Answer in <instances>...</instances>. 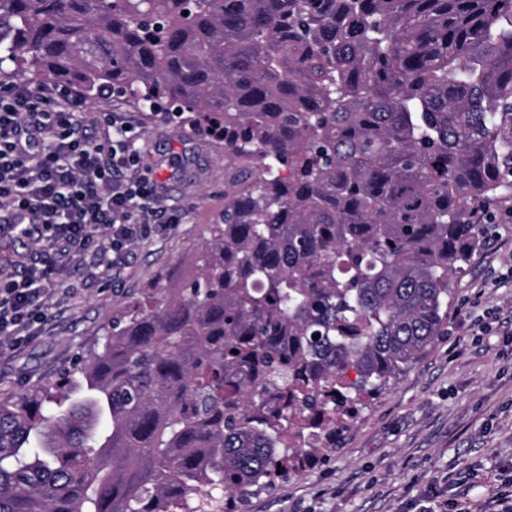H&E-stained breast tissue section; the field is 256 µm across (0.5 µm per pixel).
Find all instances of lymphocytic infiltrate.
Masks as SVG:
<instances>
[{
	"label": "lymphocytic infiltrate",
	"instance_id": "f902f5d3",
	"mask_svg": "<svg viewBox=\"0 0 512 512\" xmlns=\"http://www.w3.org/2000/svg\"><path fill=\"white\" fill-rule=\"evenodd\" d=\"M81 104L66 86L0 88V234L35 245L0 288V352L37 335L65 263L120 253L175 222L142 167L135 125L115 118L98 131Z\"/></svg>",
	"mask_w": 512,
	"mask_h": 512
}]
</instances>
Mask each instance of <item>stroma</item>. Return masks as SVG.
<instances>
[{"label":"stroma","instance_id":"1","mask_svg":"<svg viewBox=\"0 0 512 512\" xmlns=\"http://www.w3.org/2000/svg\"><path fill=\"white\" fill-rule=\"evenodd\" d=\"M139 131L142 165L158 184L170 230L107 258L70 266L42 332L0 356V401L19 402L75 371L108 339V324L141 290L174 282L224 214L233 165L210 139L124 96L87 98ZM448 334L357 418L315 464L248 512H416L428 489L481 502L512 475V219L453 280Z\"/></svg>","mask_w":512,"mask_h":512}]
</instances>
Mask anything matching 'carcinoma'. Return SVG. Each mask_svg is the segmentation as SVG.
<instances>
[{"label":"carcinoma","mask_w":512,"mask_h":512,"mask_svg":"<svg viewBox=\"0 0 512 512\" xmlns=\"http://www.w3.org/2000/svg\"><path fill=\"white\" fill-rule=\"evenodd\" d=\"M0 76L163 100L246 164L80 397L0 402V512H241L448 333L512 206V0H0Z\"/></svg>","instance_id":"1"}]
</instances>
